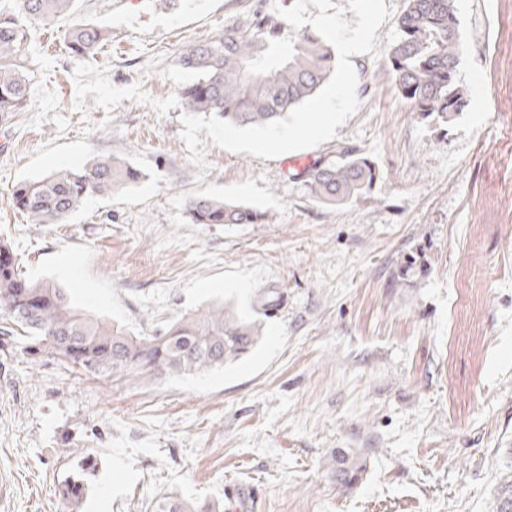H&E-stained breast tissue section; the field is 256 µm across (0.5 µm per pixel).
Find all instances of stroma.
<instances>
[{
	"label": "stroma",
	"instance_id": "35a3bbf8",
	"mask_svg": "<svg viewBox=\"0 0 512 512\" xmlns=\"http://www.w3.org/2000/svg\"><path fill=\"white\" fill-rule=\"evenodd\" d=\"M294 0H76L30 32L29 104L0 124V242L21 275L67 289L134 335L213 303L257 317L240 359L184 376L101 377L23 339L0 342V512H67V450L99 465L79 512H151L174 493L224 512H497L512 466V0H455L469 104L422 118L385 69L405 0H385L377 55L351 62L360 106L332 140L274 159L181 139L188 45ZM110 30L90 55L72 20ZM343 147L373 189L315 202L298 165ZM111 156L139 182L33 224L13 186ZM209 195L261 224H196ZM356 455V485L336 451ZM363 471V467L358 461V458L354 455L339 452L336 455V472L341 483L346 486L355 484L360 473Z\"/></svg>",
	"mask_w": 512,
	"mask_h": 512
}]
</instances>
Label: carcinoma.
<instances>
[{"label":"carcinoma","mask_w":512,"mask_h":512,"mask_svg":"<svg viewBox=\"0 0 512 512\" xmlns=\"http://www.w3.org/2000/svg\"><path fill=\"white\" fill-rule=\"evenodd\" d=\"M399 36L388 53L387 67L398 95L424 118L448 123L468 105L458 80L459 22L455 0H406ZM74 0H12L0 10V123L28 105L27 81L18 61L28 34L72 15ZM284 21L254 15L246 25L232 24L204 43L185 47L182 68L196 80L180 92L190 112L217 116L239 127L284 117L313 96L333 70L332 50L316 34L303 32L283 47ZM107 31L75 21L69 48L75 55L94 52ZM379 172L368 158L346 147L336 161L316 162L303 173L309 196L322 203L352 200L371 189ZM140 173L112 157L96 159L78 172L60 171L23 182L11 194L13 206L33 224H61L93 194H105L138 182ZM195 224H260L264 213L239 202L196 196L187 203ZM14 253L0 244V308L7 313L0 335L22 331L31 353L48 350L87 372L136 376L182 375L221 367L246 354L260 340V325L231 309L213 305L182 317L168 330L131 336L122 328L90 317L63 289L20 278ZM98 469L96 453L76 450L70 468L58 481L59 497L77 507ZM363 467L354 455H336L341 483L355 484ZM500 512H512V472L499 476ZM152 512H212L172 494L156 497Z\"/></svg>","instance_id":"cac0c4a2"}]
</instances>
